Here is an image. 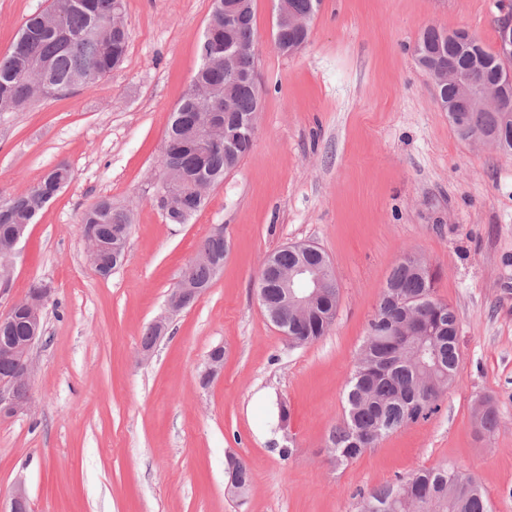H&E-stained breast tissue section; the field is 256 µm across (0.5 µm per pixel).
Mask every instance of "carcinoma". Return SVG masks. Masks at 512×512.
<instances>
[{
    "label": "carcinoma",
    "mask_w": 512,
    "mask_h": 512,
    "mask_svg": "<svg viewBox=\"0 0 512 512\" xmlns=\"http://www.w3.org/2000/svg\"><path fill=\"white\" fill-rule=\"evenodd\" d=\"M124 8V0H50L40 13L30 15L21 26L9 52L0 57V115L30 106V86L43 84L45 98L65 95L71 88L88 87L112 73L124 59L129 33L112 32V15ZM214 30L213 41L228 38L249 45L255 39L253 18L234 25L224 33V0H214L206 24ZM443 32L433 27L422 32L416 53L441 50V60L465 68L469 57L453 39L440 40ZM207 36L199 43L200 65L192 83L209 87L208 96L196 99L186 93L172 113L165 138L170 163L177 171L167 187H155L153 202L170 224H186L207 203L182 174L202 175L216 186L249 152L252 142L244 141L237 153L229 154L224 143H209L178 133L181 112H224V64L211 52ZM238 111L249 114L254 101L249 90L235 86ZM494 132L512 151V126H501L498 112H473L463 127L456 128L466 140L471 131ZM71 170L62 161L27 192L0 195V231L16 224H34L44 208L70 182ZM81 224H95L100 238L112 241L115 233L131 231L132 210L101 198L81 218ZM224 260V239L212 235L202 243L196 260L184 268L181 278L206 289L215 278L203 254ZM301 260L329 261L320 248L306 244L283 248L268 257L260 272L257 288L267 312L282 309L280 274ZM421 259L407 252L392 268L368 323L365 344L350 374L345 394V415L328 436L330 461L340 466L399 428L426 420L435 413L441 395L460 371L459 321L455 310L436 294L437 271L420 268ZM340 301V287L334 280L324 289L306 319L296 324L289 340L295 345L312 343L332 327ZM27 333V320L13 319L0 344ZM479 431L492 433L497 425L493 405L481 403L475 414ZM358 512H491L475 478L456 465L420 469L396 483L375 488L362 497Z\"/></svg>",
    "instance_id": "cac0c4a2"
}]
</instances>
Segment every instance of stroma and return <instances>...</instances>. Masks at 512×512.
<instances>
[{
    "label": "stroma",
    "mask_w": 512,
    "mask_h": 512,
    "mask_svg": "<svg viewBox=\"0 0 512 512\" xmlns=\"http://www.w3.org/2000/svg\"><path fill=\"white\" fill-rule=\"evenodd\" d=\"M48 0H0V56ZM277 0H253L263 85L250 152L186 224L152 195L170 115L191 86L213 0H125L123 64L94 85L0 118V194L58 162L72 179L30 225L0 311L50 283L33 356L32 411L0 420V498L24 481L33 512H357L359 498L416 469L471 473L492 512H512V156L458 137L413 49L426 26L469 30L497 51L499 0H322L308 44L282 55ZM130 206L128 255L87 261L79 224L98 199ZM224 269L139 350L214 225ZM306 242L341 295L320 340L291 345L255 288L266 259ZM407 251L440 271L459 320L461 373L428 420L342 466L326 450L386 278ZM221 374L201 387L210 349ZM490 400L498 425L477 432ZM235 456L245 498L227 491Z\"/></svg>",
    "instance_id": "obj_1"
}]
</instances>
